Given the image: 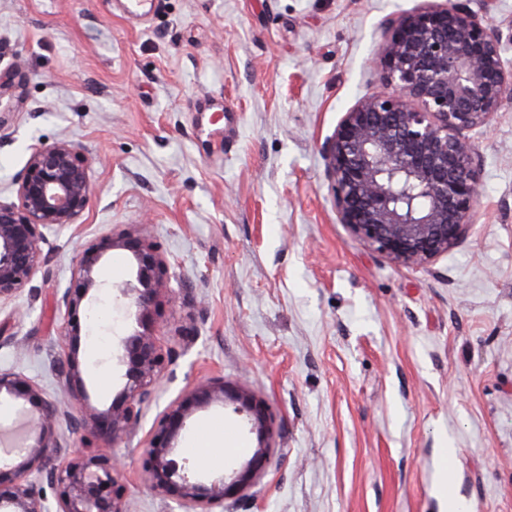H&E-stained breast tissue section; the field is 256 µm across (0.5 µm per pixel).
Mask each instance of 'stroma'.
I'll return each mask as SVG.
<instances>
[{
  "label": "stroma",
  "mask_w": 512,
  "mask_h": 512,
  "mask_svg": "<svg viewBox=\"0 0 512 512\" xmlns=\"http://www.w3.org/2000/svg\"><path fill=\"white\" fill-rule=\"evenodd\" d=\"M420 0H0V198L34 147L66 139L91 161L94 196L41 248L48 275L0 308V370L58 386V299L78 250L147 225L169 265L160 344L172 361L124 464L128 512H185L144 485L136 458L169 402L210 377L267 403L273 458L223 512H448L443 471L471 512H512V96L489 130L482 209L428 268L397 266L339 224L321 148L379 90L385 19ZM79 357L92 402L122 389L111 362L132 280L114 250ZM223 421L257 446L232 407L196 412L177 443Z\"/></svg>",
  "instance_id": "obj_1"
}]
</instances>
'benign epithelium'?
Instances as JSON below:
<instances>
[{"label":"benign epithelium","instance_id":"benign-epithelium-1","mask_svg":"<svg viewBox=\"0 0 512 512\" xmlns=\"http://www.w3.org/2000/svg\"><path fill=\"white\" fill-rule=\"evenodd\" d=\"M468 2L427 4L389 19L379 59L383 90L345 112L323 146L339 223L398 266L432 264L474 224L484 169L469 132L490 127L512 94L502 37ZM14 184L15 198L0 200V306L47 274L41 249L46 233L69 229L94 194L88 157L66 140L32 151ZM114 249L131 253L134 280L119 288L129 316L118 339L123 387L100 409L91 402L79 349L90 329L88 308L102 289L99 269ZM169 280L159 247L144 233L110 232L74 256L70 285L59 299L64 334L52 361L60 398H47L31 377L0 370V400L30 414L26 435L0 450V512H127L118 461L75 450L71 437L89 431L117 448L135 432L167 371L155 315ZM228 402L256 432L258 447L231 476L205 482L200 465L173 458L175 443L194 413ZM273 436L265 403L222 379H208L167 406L138 461L151 491L190 512H214L264 469ZM46 486L56 490L54 499L47 498Z\"/></svg>","mask_w":512,"mask_h":512}]
</instances>
